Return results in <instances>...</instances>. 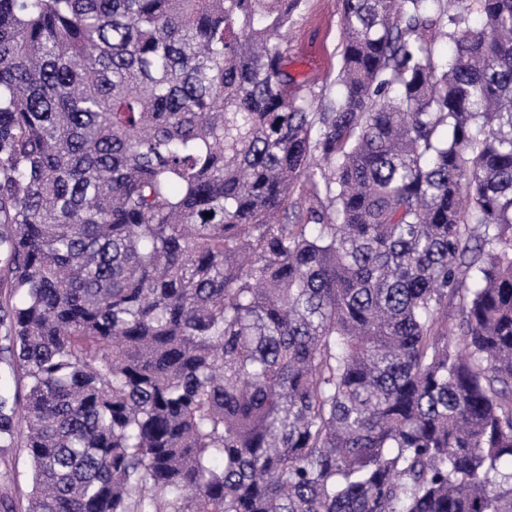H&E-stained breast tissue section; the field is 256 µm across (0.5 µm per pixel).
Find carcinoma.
<instances>
[{
  "instance_id": "carcinoma-1",
  "label": "carcinoma",
  "mask_w": 512,
  "mask_h": 512,
  "mask_svg": "<svg viewBox=\"0 0 512 512\" xmlns=\"http://www.w3.org/2000/svg\"><path fill=\"white\" fill-rule=\"evenodd\" d=\"M302 5L0 0L26 512H512V0ZM282 41L288 69L316 96L313 112H322L336 98L342 24L339 0H304Z\"/></svg>"
}]
</instances>
